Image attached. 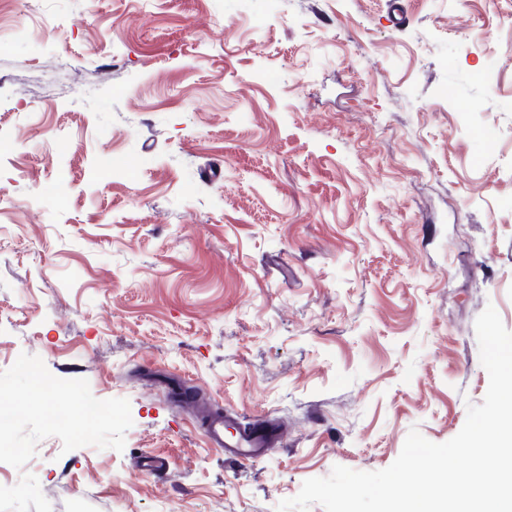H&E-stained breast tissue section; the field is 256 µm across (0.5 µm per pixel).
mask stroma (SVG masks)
<instances>
[{
	"mask_svg": "<svg viewBox=\"0 0 512 512\" xmlns=\"http://www.w3.org/2000/svg\"><path fill=\"white\" fill-rule=\"evenodd\" d=\"M489 306L512 331V0H0V512L387 468L482 403ZM50 379L108 415L53 427ZM180 384L284 444L225 459Z\"/></svg>",
	"mask_w": 512,
	"mask_h": 512,
	"instance_id": "obj_1",
	"label": "stroma"
}]
</instances>
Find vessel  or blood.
<instances>
[{
	"label": "vessel or blood",
	"instance_id": "vessel-or-blood-1",
	"mask_svg": "<svg viewBox=\"0 0 512 512\" xmlns=\"http://www.w3.org/2000/svg\"><path fill=\"white\" fill-rule=\"evenodd\" d=\"M201 436L207 446L222 449L231 461L257 460L268 449L279 446L284 432L278 423L267 420L254 425L240 424L236 414L208 411L198 417Z\"/></svg>",
	"mask_w": 512,
	"mask_h": 512
}]
</instances>
